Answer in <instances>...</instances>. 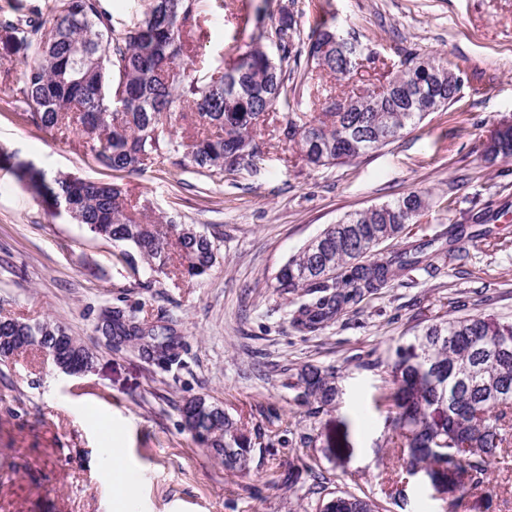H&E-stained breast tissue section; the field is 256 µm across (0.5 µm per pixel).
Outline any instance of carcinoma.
I'll list each match as a JSON object with an SVG mask.
<instances>
[{
  "label": "carcinoma",
  "instance_id": "1",
  "mask_svg": "<svg viewBox=\"0 0 512 512\" xmlns=\"http://www.w3.org/2000/svg\"><path fill=\"white\" fill-rule=\"evenodd\" d=\"M151 0L141 22L123 32L112 29V15L101 0H54L49 9L31 5L21 12L0 10V41L19 56V68L3 70L18 101L30 107L29 121L41 130L80 131L93 140L96 160L114 171L141 173L165 154L181 170L222 177L254 164L261 149L253 130L272 106L288 104V81L303 74L350 77L364 48L323 26L304 42L293 12L279 8L275 37L279 57L254 37L221 75L187 74L170 78L176 60L192 52L186 24L203 0H165L159 13ZM462 80L448 76L442 58L405 55L397 72L362 94L347 95L320 116L305 112L288 118L284 136L297 144L314 167L351 161L389 144L430 113L459 101ZM191 112L196 137L186 144L171 127ZM16 177L43 201H55L97 237L120 248L117 258L132 273L146 263L167 268L171 246L182 258L184 274L200 277L214 264L206 235L173 220L143 222L119 185L56 175L20 165ZM430 208V195L414 190L401 198L348 214L311 240L279 269L275 288L290 306L295 331L317 333L348 305L391 286L408 271H435L461 251L466 225L448 229L446 244L410 240L408 225ZM103 331L113 341L138 343L141 352L165 371L183 365L180 342L171 326L156 327L115 308L104 317ZM59 336L57 347L74 367L93 362V354L62 326L44 320L29 323L0 317V360L40 348ZM367 370L386 367L389 376V424L396 436V458L378 490L360 485L343 489L325 476L317 450L319 434L311 425L287 427L283 448H301L288 459L280 480L301 492L304 512H384L383 503H407L405 480L428 475L433 497L453 512L467 489H494L493 475L512 447V323L482 315L440 319L399 345L383 361L369 352L357 357ZM339 369L303 364L288 369L283 386L293 403L314 419L336 407L341 395ZM183 427L199 445L224 464L247 475L255 460L256 440L224 408L204 397L181 409Z\"/></svg>",
  "mask_w": 512,
  "mask_h": 512
}]
</instances>
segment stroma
<instances>
[{
  "label": "stroma",
  "mask_w": 512,
  "mask_h": 512,
  "mask_svg": "<svg viewBox=\"0 0 512 512\" xmlns=\"http://www.w3.org/2000/svg\"><path fill=\"white\" fill-rule=\"evenodd\" d=\"M292 5L302 39L321 25L356 37L365 48L338 94L377 85L403 55L443 56L463 87L451 107L376 151L315 168L282 130L289 112L318 114L308 90L320 78L288 83V108L270 111L256 140L262 157L236 176H203L158 160L138 175L101 166L85 136L53 135L25 120L27 107L0 82V148L48 175L120 184L132 201H149L142 217L159 216L209 235L217 261L204 276L181 275L179 256L166 272L140 265L129 273L112 242L92 237L64 210L41 202L0 166V316L64 325L94 355L83 377L60 372L41 351L0 364V512H119L113 484L102 479L111 448L122 475L141 490L136 512H300L297 495L277 478L288 462L278 425L303 410L289 402L282 369L307 362L343 375L337 409L319 415L322 442H340L328 477L379 485V447L389 434L383 370L356 365L355 354L388 359L394 348L438 318L468 314L512 321V159L485 161L494 125L512 117V0H208L192 26L188 68H224L236 46L263 34L273 48L282 5ZM428 191L432 205L416 236L446 231L461 212L490 209L489 225L472 226L465 256L433 274L412 271L344 310L323 331L302 335L274 283L280 267L345 215ZM456 202L448 211L447 199ZM118 307L152 325L175 320L183 366L165 372L129 345L101 332V313ZM203 396L224 406L248 431H261L268 452L249 475L226 472L181 425L179 409ZM497 494L469 491L457 512H512V465L495 473ZM262 488L259 499L244 492Z\"/></svg>",
  "instance_id": "stroma-1"
}]
</instances>
